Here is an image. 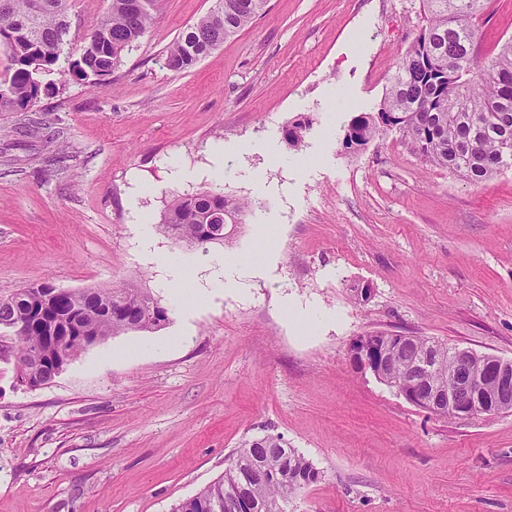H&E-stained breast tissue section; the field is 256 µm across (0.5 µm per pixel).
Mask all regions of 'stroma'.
Masks as SVG:
<instances>
[{
    "label": "stroma",
    "mask_w": 512,
    "mask_h": 512,
    "mask_svg": "<svg viewBox=\"0 0 512 512\" xmlns=\"http://www.w3.org/2000/svg\"><path fill=\"white\" fill-rule=\"evenodd\" d=\"M214 4L159 0L104 90L72 80L0 112V297L132 282L169 311L35 390L0 358V512H172L268 433L320 475L288 512H512V413L437 416L350 359L382 333L512 360V164L475 184L395 131L344 146L425 27L422 0H268L192 68H164ZM475 25L490 56L512 0ZM203 189L255 201L232 242L161 234L171 197ZM176 268L204 306L168 294Z\"/></svg>",
    "instance_id": "35a3bbf8"
}]
</instances>
